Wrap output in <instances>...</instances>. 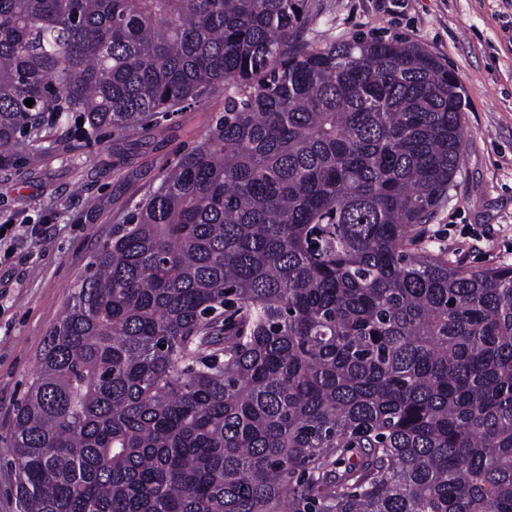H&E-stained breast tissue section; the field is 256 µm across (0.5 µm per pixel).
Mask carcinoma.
<instances>
[{"mask_svg": "<svg viewBox=\"0 0 512 512\" xmlns=\"http://www.w3.org/2000/svg\"><path fill=\"white\" fill-rule=\"evenodd\" d=\"M314 8L0 0V170L224 96L50 333L19 512H512V266L422 246L461 84L398 37L294 46Z\"/></svg>", "mask_w": 512, "mask_h": 512, "instance_id": "1", "label": "carcinoma"}]
</instances>
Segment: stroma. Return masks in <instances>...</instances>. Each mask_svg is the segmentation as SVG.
Returning <instances> with one entry per match:
<instances>
[{
	"instance_id": "35a3bbf8",
	"label": "stroma",
	"mask_w": 512,
	"mask_h": 512,
	"mask_svg": "<svg viewBox=\"0 0 512 512\" xmlns=\"http://www.w3.org/2000/svg\"><path fill=\"white\" fill-rule=\"evenodd\" d=\"M315 3L304 42L323 46L358 33L403 37L457 75L465 102L464 160L422 244L474 268L512 265V7L502 0ZM223 110L216 97L134 137L79 141L0 170V225L38 228L0 258V512H18L8 464L15 409L73 288L113 225Z\"/></svg>"
}]
</instances>
